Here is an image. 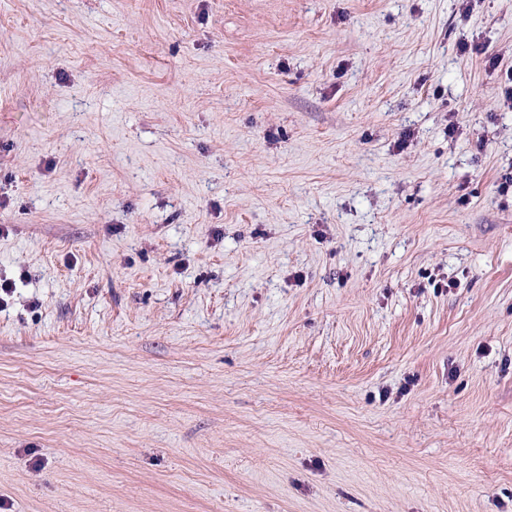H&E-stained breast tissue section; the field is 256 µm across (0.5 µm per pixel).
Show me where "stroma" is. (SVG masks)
<instances>
[{"label": "stroma", "instance_id": "1", "mask_svg": "<svg viewBox=\"0 0 512 512\" xmlns=\"http://www.w3.org/2000/svg\"><path fill=\"white\" fill-rule=\"evenodd\" d=\"M512 0H0L9 512H512Z\"/></svg>", "mask_w": 512, "mask_h": 512}]
</instances>
